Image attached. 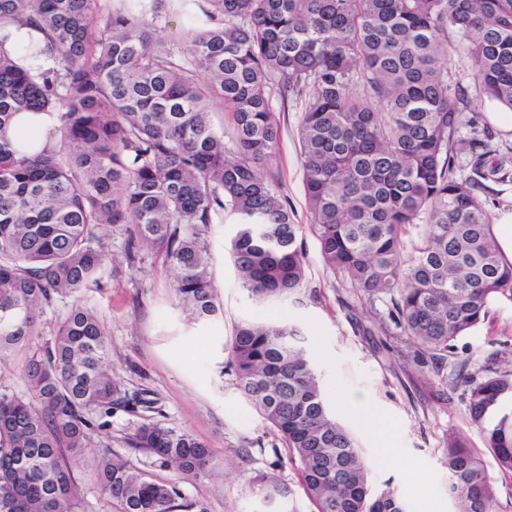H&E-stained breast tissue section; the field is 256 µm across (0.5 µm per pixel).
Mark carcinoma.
Masks as SVG:
<instances>
[{"instance_id":"cac0c4a2","label":"carcinoma","mask_w":512,"mask_h":512,"mask_svg":"<svg viewBox=\"0 0 512 512\" xmlns=\"http://www.w3.org/2000/svg\"><path fill=\"white\" fill-rule=\"evenodd\" d=\"M98 2L0 0V356L26 351L30 391L0 392V512H84L70 459L91 448L93 416L151 408L109 371L112 342L94 309L73 304L52 340L36 341L43 305L101 287L105 224L127 234L128 253L164 257L176 299L197 321L221 312L207 234L224 214L238 224L228 254L240 286L259 302L302 287L309 233L361 302L389 299L380 329L410 338L417 364H447L492 302H512V261L477 194L487 174L454 170L471 100L446 62L466 54L479 93L512 111V0H120L105 15ZM176 4L206 19L185 52L149 21ZM19 21L44 35L55 67L35 76L7 53V27ZM275 94L303 99L306 225L265 168L281 135ZM215 105L234 128L233 149L214 127ZM23 110L61 119L31 155L6 135ZM225 369L281 441L316 512H406L397 489L373 491L369 462L328 406L299 331L239 321ZM452 383L512 474V350L492 352L475 373L460 367ZM125 444L185 479L213 466L193 435L150 418ZM445 451L456 512H495L497 490L467 441L450 435ZM93 469L121 512H205L110 448ZM253 493L267 512H287L294 496L270 472L254 478Z\"/></svg>"}]
</instances>
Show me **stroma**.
<instances>
[{
  "instance_id": "obj_1",
  "label": "stroma",
  "mask_w": 512,
  "mask_h": 512,
  "mask_svg": "<svg viewBox=\"0 0 512 512\" xmlns=\"http://www.w3.org/2000/svg\"><path fill=\"white\" fill-rule=\"evenodd\" d=\"M272 106L280 114L281 137L267 169L278 179L296 223L305 224L309 212L297 136L302 101L276 97ZM497 110L491 101L479 103L475 111L465 113L458 136L486 142L491 161L504 162L512 171V130L493 122ZM236 229L229 216L211 227L209 262L223 312L196 321L178 305L173 272L163 258L144 251L128 261L124 232L102 227L109 257L107 286L85 292L82 300L97 310L106 326L112 372L125 390H148L156 401L154 420L205 443L215 467L184 480L174 470L155 466L146 454L128 451L124 439L139 417L122 411L93 432L94 448H112L155 477L178 483L186 500L202 503L207 512H263L265 505L253 494L251 483L274 461L279 440L222 370L238 321L273 320L296 326L305 336L331 410L366 456L395 449L393 465L372 469L376 490L396 488L409 512H453L444 444L448 435L460 433L479 451L495 483L496 512H512V476L499 471L483 447L481 433L469 426L460 391L442 383L432 367L408 361L409 339L379 329L374 312L354 289L324 266L316 239H305L308 267L303 288L281 302L263 304L243 291L228 258L226 247ZM506 342L512 344V303L495 302L485 321L457 340L455 360L476 369ZM349 393L372 397L380 425L340 406V398Z\"/></svg>"
}]
</instances>
